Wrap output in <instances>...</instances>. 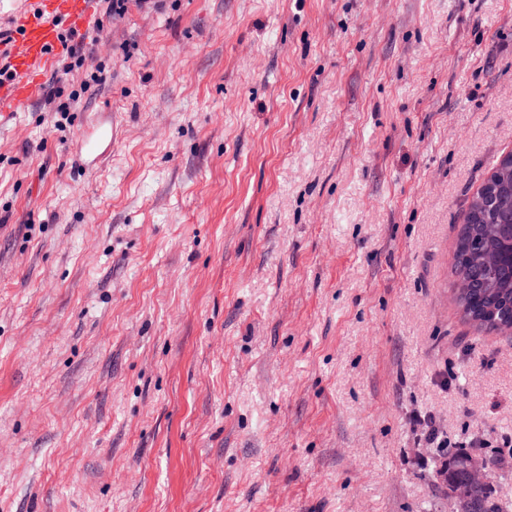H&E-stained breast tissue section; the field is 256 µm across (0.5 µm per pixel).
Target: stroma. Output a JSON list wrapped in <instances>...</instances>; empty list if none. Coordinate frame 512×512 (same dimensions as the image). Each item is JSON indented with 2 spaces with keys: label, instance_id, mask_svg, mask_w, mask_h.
Instances as JSON below:
<instances>
[{
  "label": "stroma",
  "instance_id": "obj_1",
  "mask_svg": "<svg viewBox=\"0 0 512 512\" xmlns=\"http://www.w3.org/2000/svg\"><path fill=\"white\" fill-rule=\"evenodd\" d=\"M94 8L0 112V512H447L416 412L512 499V333L455 273L512 0Z\"/></svg>",
  "mask_w": 512,
  "mask_h": 512
}]
</instances>
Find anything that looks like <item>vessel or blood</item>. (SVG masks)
<instances>
[{
    "instance_id": "vessel-or-blood-1",
    "label": "vessel or blood",
    "mask_w": 512,
    "mask_h": 512,
    "mask_svg": "<svg viewBox=\"0 0 512 512\" xmlns=\"http://www.w3.org/2000/svg\"><path fill=\"white\" fill-rule=\"evenodd\" d=\"M33 9L16 20L10 59L14 77L0 83V112L34 100L44 73L63 50L65 31H81L96 24L93 0H32Z\"/></svg>"
}]
</instances>
